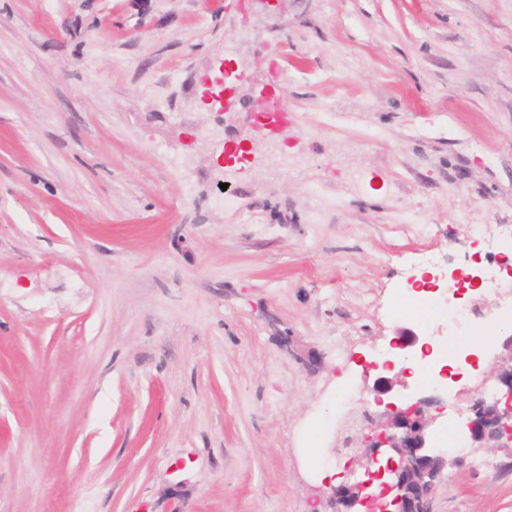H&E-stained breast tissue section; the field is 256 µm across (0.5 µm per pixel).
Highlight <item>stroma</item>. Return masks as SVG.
Masks as SVG:
<instances>
[{
	"label": "stroma",
	"instance_id": "obj_1",
	"mask_svg": "<svg viewBox=\"0 0 512 512\" xmlns=\"http://www.w3.org/2000/svg\"><path fill=\"white\" fill-rule=\"evenodd\" d=\"M478 224L512 225V0H0V512H309L420 270L485 304L467 372L399 392L448 452L512 334L448 291ZM485 454L431 512H512Z\"/></svg>",
	"mask_w": 512,
	"mask_h": 512
}]
</instances>
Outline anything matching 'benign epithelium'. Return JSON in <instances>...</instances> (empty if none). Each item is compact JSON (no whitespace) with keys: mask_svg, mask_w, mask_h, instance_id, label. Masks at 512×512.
<instances>
[{"mask_svg":"<svg viewBox=\"0 0 512 512\" xmlns=\"http://www.w3.org/2000/svg\"><path fill=\"white\" fill-rule=\"evenodd\" d=\"M496 377L505 387L504 399H479L469 409L466 428L474 448L512 447V335L502 342L496 357ZM402 381L387 377L373 386L376 410L355 436L344 441L349 452L350 474L363 471V478L318 489L328 499L331 512H430V502L418 497L422 488L433 491L444 471L458 458L447 457L428 446L427 432L434 421V400L419 398L399 407L383 404L381 395L397 393ZM385 409H380V406Z\"/></svg>","mask_w":512,"mask_h":512,"instance_id":"1","label":"benign epithelium"}]
</instances>
